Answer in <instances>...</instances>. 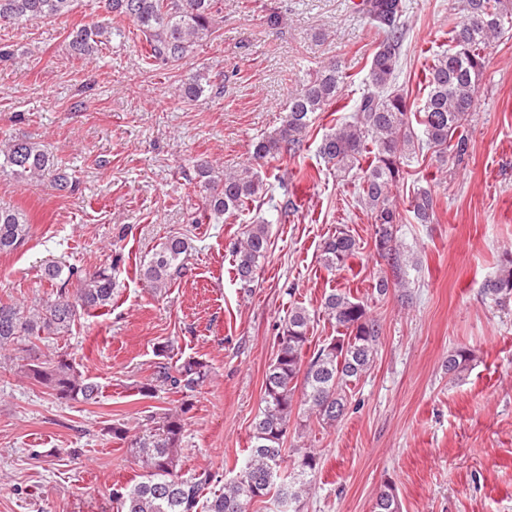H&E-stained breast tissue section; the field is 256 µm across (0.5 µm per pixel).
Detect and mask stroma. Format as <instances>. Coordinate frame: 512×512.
<instances>
[{
  "mask_svg": "<svg viewBox=\"0 0 512 512\" xmlns=\"http://www.w3.org/2000/svg\"><path fill=\"white\" fill-rule=\"evenodd\" d=\"M361 0H223L215 32L186 59L151 68L127 20L92 57L74 55L68 34L90 22L96 0H78L65 21L0 22V141L40 140L65 166L74 193L49 178L29 184L0 172V207L27 212V244L0 253V297L33 302L50 293L46 262L90 269L112 251L124 257L111 311L81 317L70 335L40 343L60 352L102 388L95 404L56 399L15 371L0 369V512H116L112 487L134 484L141 468L112 424L131 430L181 405L182 394L139 395L156 350L202 358L209 380L186 415L181 473L224 471L244 459L276 326L294 306L317 314L309 350L336 330L317 310L325 292L364 301L382 334L368 373L348 391L333 426L290 433L285 463L300 448L320 457L304 512H371L391 483L401 512H512V302L483 292L512 254V29L492 45L466 133L464 164L440 167L434 154L410 159L393 189L402 216L396 236L408 251L409 286L378 296L388 266L374 251L375 226L360 204L359 169L337 171L318 154L325 134L350 116L367 90L381 36ZM394 87L421 106L424 69L448 49L461 16L456 0H409ZM347 75L337 111L316 113L300 154L261 171L260 203L221 224H199L203 194L194 162L227 170L279 127L288 99L318 68ZM224 74L223 88L189 100L177 89L198 72ZM436 201L432 223L412 219L414 190ZM291 209H284L285 201ZM268 222L270 247L251 288L232 275L229 245L254 218ZM355 238L348 267L328 271L321 245L336 231ZM190 238L188 269L165 294L139 269L169 235ZM473 355L449 376V354Z\"/></svg>",
  "mask_w": 512,
  "mask_h": 512,
  "instance_id": "obj_1",
  "label": "stroma"
}]
</instances>
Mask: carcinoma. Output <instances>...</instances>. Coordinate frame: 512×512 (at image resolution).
<instances>
[{"label": "carcinoma", "instance_id": "1", "mask_svg": "<svg viewBox=\"0 0 512 512\" xmlns=\"http://www.w3.org/2000/svg\"><path fill=\"white\" fill-rule=\"evenodd\" d=\"M77 0H0V20L15 24L68 17ZM107 14L129 20L136 30L143 60L149 65L167 64L187 58L200 42L214 33L215 17L222 0H100ZM464 20L449 32L451 48L435 57L423 73L427 98L419 108L408 97L392 89L399 69L404 29L400 25L403 0H363V10L383 33L370 60V90L363 93L352 120L326 134L319 155L336 169L362 168L360 202L369 209L376 226L374 248L392 272L374 285L385 296L390 288L407 285L405 251L395 228L401 215L391 189L404 177L407 153L424 147L440 161L459 165L469 156L465 122L474 110L477 84L488 62L487 50L501 37L512 8L506 0H459ZM121 30L105 21H93L71 32V48L79 56H91L103 37ZM346 76L329 62L288 100V113L281 126L259 139L250 162L234 171H222L207 161L194 165L195 184L205 193L202 212L195 223L211 218L235 217L251 209L264 191L259 169L285 155L294 156L316 112L337 104ZM215 81L204 71L179 88V96L196 99L213 91ZM421 127L416 135L413 125ZM368 160L361 167L362 160ZM8 168L21 182L52 176L53 187L71 191L66 172L36 140H13L0 148V169ZM430 191L417 190L411 202L413 220L430 224L435 214ZM30 222L20 209L0 208V253L14 251L28 241ZM270 245L267 222L251 224L232 247L235 273L241 287L254 282L260 262ZM192 251L190 239L170 235L157 245L143 263L140 274L157 292L184 275ZM356 253V240L339 231L322 246L320 260L328 270H342ZM122 257L94 269H75L58 262L46 264L42 276L52 293L34 303L0 300V359L18 361L17 373L47 389L59 400L94 403L101 387L77 370L63 354L41 357L33 354L36 342L68 334L83 316L103 314L112 308L117 290L116 273ZM485 294L498 303L512 299V256L503 261L501 272L486 281ZM320 310L335 322L337 335L328 339L310 357H305L311 323L315 316L295 306L277 326L278 349L265 374L262 409L252 423L251 448L244 463L229 478L211 470L185 477L178 470L185 419L191 404L147 416L145 427L135 433L122 424L112 426L113 437L127 443L143 473L132 486L112 488L117 512H247L248 506L275 493L282 512H302L319 457L309 448L297 449L298 460L290 471L282 470L284 443L290 425L304 428L300 420L333 425L344 413L346 390L371 368L382 334L378 319L367 306L346 293L324 294ZM173 345H163L150 382L138 388L151 397L159 388L188 395L210 378L207 362L188 357L181 363L166 362ZM472 354L457 348L448 355V374L459 376L468 369ZM300 400H295L297 383ZM215 488L210 496L205 491ZM373 512H400L395 489H379Z\"/></svg>", "mask_w": 512, "mask_h": 512}]
</instances>
